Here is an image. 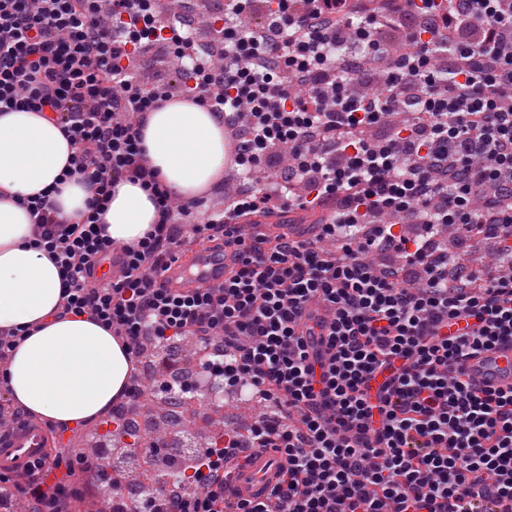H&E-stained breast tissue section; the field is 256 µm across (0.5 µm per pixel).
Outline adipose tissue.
<instances>
[{
    "label": "adipose tissue",
    "instance_id": "ef3b65f1",
    "mask_svg": "<svg viewBox=\"0 0 512 512\" xmlns=\"http://www.w3.org/2000/svg\"><path fill=\"white\" fill-rule=\"evenodd\" d=\"M142 147L172 196L189 199L209 188L227 159L224 124L189 101L149 113ZM74 147L58 124L32 112L0 113V327L30 326L13 353V399L61 426L93 420L123 395L131 356L102 326L84 316L59 315V268L31 248L27 199L47 193L75 219L90 198L79 177L63 178ZM158 221L149 190L117 183L103 215L113 242L140 240Z\"/></svg>",
    "mask_w": 512,
    "mask_h": 512
}]
</instances>
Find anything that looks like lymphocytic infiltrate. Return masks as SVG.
<instances>
[{
  "label": "lymphocytic infiltrate",
  "instance_id": "obj_1",
  "mask_svg": "<svg viewBox=\"0 0 512 512\" xmlns=\"http://www.w3.org/2000/svg\"><path fill=\"white\" fill-rule=\"evenodd\" d=\"M381 16L355 0H277L275 28H222L233 61L199 55L182 21L158 22L152 0H112L99 23L87 0H0V112L48 114L74 146L71 166L92 195L65 220L50 199L28 202L29 244L60 268V314L87 315L132 357L144 337L214 345L205 378L280 402L251 441L282 458L284 477L264 501L226 506L224 469L237 434L191 459L175 479L196 490H159L151 512H500L512 503V388L476 384L465 366L512 340V0H384ZM404 22L406 53L393 57L383 91L352 90L366 60L387 55L379 25ZM163 40L195 81V103L233 124L238 167L254 174L279 146L288 165L270 191L237 200L233 221L199 228L234 265L223 285L189 294L164 288L159 269L180 251L177 210L141 147V121L166 94L144 90L133 65ZM344 61H337L336 49ZM304 93H297V86ZM406 120L379 142L365 133L393 114ZM149 188L159 220L124 245L121 277L89 284L113 249L99 227L113 187ZM299 207L341 197L329 223L288 236H246L236 221L274 195ZM416 213L415 236L396 216ZM489 236L496 271L475 276L433 239ZM327 237L341 252L319 249ZM324 350L302 329L309 306ZM466 326L448 335L456 322ZM387 374L376 385L379 374ZM93 459L54 456L47 468L0 470L30 512H62L75 471Z\"/></svg>",
  "mask_w": 512,
  "mask_h": 512
}]
</instances>
